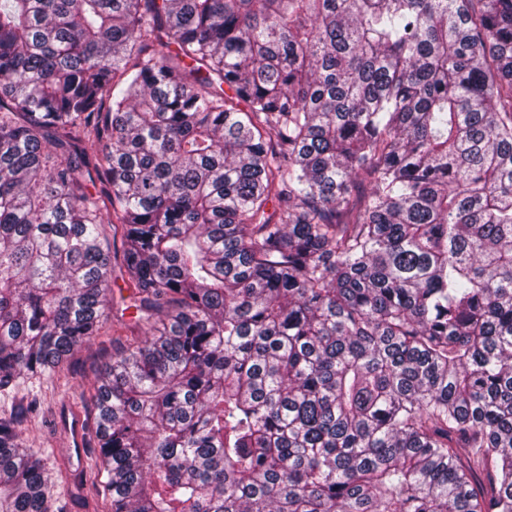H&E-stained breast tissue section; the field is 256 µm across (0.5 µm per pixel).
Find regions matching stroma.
Masks as SVG:
<instances>
[{
  "instance_id": "stroma-1",
  "label": "stroma",
  "mask_w": 512,
  "mask_h": 512,
  "mask_svg": "<svg viewBox=\"0 0 512 512\" xmlns=\"http://www.w3.org/2000/svg\"><path fill=\"white\" fill-rule=\"evenodd\" d=\"M127 277L122 265L112 267V313L100 336L76 350L55 371L40 377L22 378L14 394H0V416L14 410L20 400L35 401L36 407L23 426V445L41 458L54 491L67 503V512H110L111 502L98 495L92 485L98 464L85 452L83 464H65L69 438L57 426L65 407L78 411L83 420L94 416L93 395L97 379L112 354L151 328L144 314L131 307Z\"/></svg>"
}]
</instances>
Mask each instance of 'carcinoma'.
Segmentation results:
<instances>
[{
	"label": "carcinoma",
	"instance_id": "obj_1",
	"mask_svg": "<svg viewBox=\"0 0 512 512\" xmlns=\"http://www.w3.org/2000/svg\"><path fill=\"white\" fill-rule=\"evenodd\" d=\"M105 224L162 315L112 512H512V0H0V392L109 319ZM27 412L0 512H63Z\"/></svg>",
	"mask_w": 512,
	"mask_h": 512
}]
</instances>
